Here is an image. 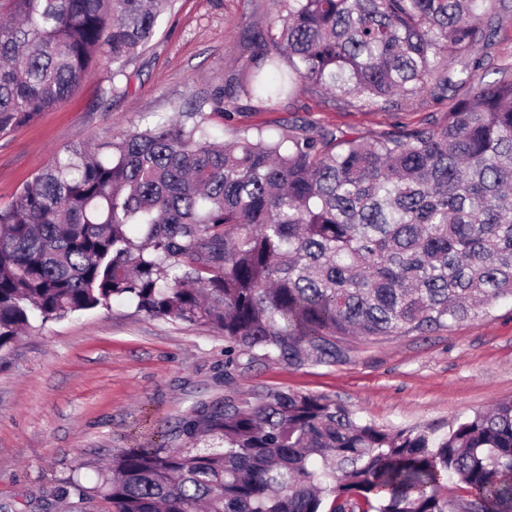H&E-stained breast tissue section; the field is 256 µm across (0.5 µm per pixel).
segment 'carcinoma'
I'll return each mask as SVG.
<instances>
[{"label": "carcinoma", "mask_w": 512, "mask_h": 512, "mask_svg": "<svg viewBox=\"0 0 512 512\" xmlns=\"http://www.w3.org/2000/svg\"><path fill=\"white\" fill-rule=\"evenodd\" d=\"M171 0H0V136L93 73L114 80ZM490 0H277L241 75L200 107L53 156L0 206V363L34 322L128 300L224 333L228 363L337 362L512 299V75L485 84ZM303 87L442 118L364 137L314 124L215 142L209 115ZM209 106L210 113L202 111ZM458 494L448 498V482ZM60 506L95 512H512V399L448 431L387 430L322 395L201 403Z\"/></svg>", "instance_id": "cac0c4a2"}]
</instances>
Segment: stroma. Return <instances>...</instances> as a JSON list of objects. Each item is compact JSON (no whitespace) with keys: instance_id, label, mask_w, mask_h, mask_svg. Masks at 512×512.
<instances>
[{"instance_id":"35a3bbf8","label":"stroma","mask_w":512,"mask_h":512,"mask_svg":"<svg viewBox=\"0 0 512 512\" xmlns=\"http://www.w3.org/2000/svg\"><path fill=\"white\" fill-rule=\"evenodd\" d=\"M272 0H174L128 79L91 76L79 93L31 125L0 137V204L41 171L54 152L93 137L145 128L207 88L234 80L250 36L274 26ZM472 59L483 81L512 66V13L495 20ZM447 102L424 96L362 109L314 89L277 102L242 100L231 117L212 116L217 141L235 131L312 123L370 135L430 122ZM224 335L206 325L154 319L126 301L50 321L20 337L0 367V505L45 512L72 476L86 484L113 455L158 441L197 403L252 405L268 393L319 394L386 429L445 432L450 423L512 399V301L487 318L385 341L356 338L346 358L289 366L256 358L226 366Z\"/></svg>"}]
</instances>
